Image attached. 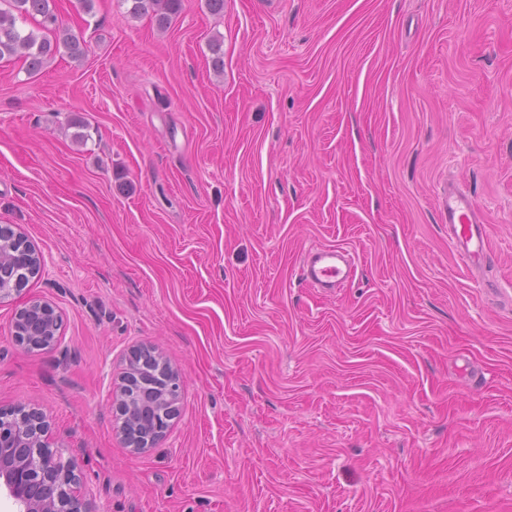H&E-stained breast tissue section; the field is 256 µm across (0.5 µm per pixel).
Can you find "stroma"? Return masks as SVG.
<instances>
[{
	"label": "stroma",
	"instance_id": "1",
	"mask_svg": "<svg viewBox=\"0 0 512 512\" xmlns=\"http://www.w3.org/2000/svg\"><path fill=\"white\" fill-rule=\"evenodd\" d=\"M56 7L82 58L0 60V225L62 343L21 348L0 303V408L47 415L94 512H512V0ZM450 179L487 221L472 272ZM320 245L347 288L301 279ZM139 345L181 396L134 453ZM122 4L132 2V6L128 9V13L132 16H140L154 13L160 25H164L170 15L175 14L181 6V0H120ZM441 202L451 248L467 268L485 265L490 254L488 228L476 200L464 190L448 185ZM348 250L320 246L308 251L301 266V277L312 288H343L353 276V262ZM146 347L152 355L160 361L147 358L146 363L150 362L149 367L155 372H159L162 376L165 375L167 370L168 386L167 392L158 399L157 404L160 407L159 414L161 416V424L158 425L153 433L146 436L150 431L153 430L152 416L144 420V424L138 425V435L136 432L130 431L131 422L136 420L138 411L141 410V406L134 401L135 387L137 383H142L139 374V367L145 361L144 358L140 362L136 361V357L133 353L137 348ZM132 350L129 360L126 363V368L119 377V384L115 392V398L113 400V407L115 413V420L119 423L118 431L121 440L126 447L130 448L134 453H142L150 448H155L157 445L165 439L170 427L171 421L175 418L178 407V401L180 396V379L178 372L171 366L159 350L152 346H139ZM132 391V393H130ZM146 436V437H144Z\"/></svg>",
	"mask_w": 512,
	"mask_h": 512
}]
</instances>
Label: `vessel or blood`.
I'll use <instances>...</instances> for the list:
<instances>
[{
    "mask_svg": "<svg viewBox=\"0 0 512 512\" xmlns=\"http://www.w3.org/2000/svg\"><path fill=\"white\" fill-rule=\"evenodd\" d=\"M443 212L448 224V242L462 263L469 268L486 264L489 254L488 228L479 214L476 200L456 186L445 188ZM353 276V263L348 250L320 246L306 254L301 277L313 288L331 290L344 287Z\"/></svg>",
    "mask_w": 512,
    "mask_h": 512,
    "instance_id": "obj_1",
    "label": "vessel or blood"
}]
</instances>
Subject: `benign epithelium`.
I'll return each instance as SVG.
<instances>
[{"mask_svg": "<svg viewBox=\"0 0 512 512\" xmlns=\"http://www.w3.org/2000/svg\"><path fill=\"white\" fill-rule=\"evenodd\" d=\"M25 310H36L44 315V331L29 341L22 336L24 322H15V340L29 349L36 343L43 350L57 347L62 341L61 311L54 304L39 299L24 301L17 312ZM148 350L167 370V392L157 401L161 424L146 437L130 431L131 422L141 410L133 394L137 383L141 382L140 363L133 355L119 377L113 400L120 438L134 453L155 448L165 439L176 416L180 396L178 372L159 350L152 346ZM30 413L32 410L23 407L0 409V484L16 506L15 512H92L88 508L91 491L76 473L75 464L53 449L46 414L38 411L36 417L30 418Z\"/></svg>", "mask_w": 512, "mask_h": 512, "instance_id": "1", "label": "benign epithelium"}]
</instances>
